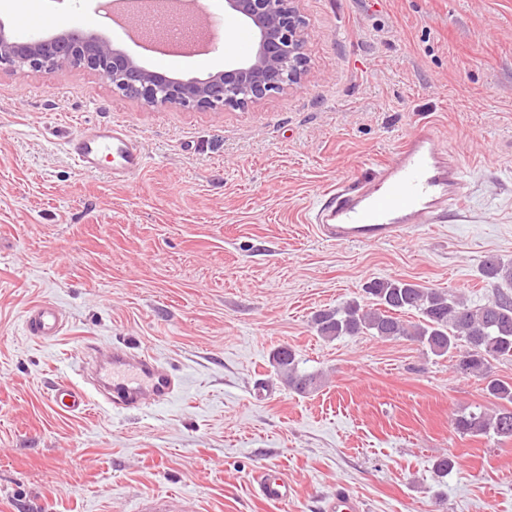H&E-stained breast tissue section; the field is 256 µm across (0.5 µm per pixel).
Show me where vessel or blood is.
I'll list each match as a JSON object with an SVG mask.
<instances>
[{
  "label": "vessel or blood",
  "instance_id": "obj_1",
  "mask_svg": "<svg viewBox=\"0 0 512 512\" xmlns=\"http://www.w3.org/2000/svg\"><path fill=\"white\" fill-rule=\"evenodd\" d=\"M75 165L95 169L101 157L112 160L113 178H128L144 165L139 142L121 126L97 125L83 129L70 144ZM461 161L441 147L434 124L421 122L413 134L375 169L372 180L356 186L337 184L310 212L321 239L330 243L382 244L403 238L426 224L455 220L463 201ZM28 335L51 341L65 330L59 307L43 301L23 316ZM178 383L152 354L113 349L97 354L88 386L66 384L52 390L49 400L65 413H83L91 406L109 404L132 409L171 398ZM258 493L266 501L285 504L295 488L283 472L263 469ZM136 512H192L189 502L176 495L142 498Z\"/></svg>",
  "mask_w": 512,
  "mask_h": 512
}]
</instances>
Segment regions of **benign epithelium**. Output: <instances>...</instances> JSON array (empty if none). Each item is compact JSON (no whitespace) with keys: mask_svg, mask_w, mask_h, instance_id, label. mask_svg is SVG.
<instances>
[{"mask_svg":"<svg viewBox=\"0 0 512 512\" xmlns=\"http://www.w3.org/2000/svg\"><path fill=\"white\" fill-rule=\"evenodd\" d=\"M301 0H224V11L248 25L255 48L246 60L207 77L181 79L149 69L103 36L61 29L22 38L0 23V67H29L52 74L83 66L107 78L113 89L150 105L243 110L296 89L309 71L308 21Z\"/></svg>","mask_w":512,"mask_h":512,"instance_id":"obj_1","label":"benign epithelium"}]
</instances>
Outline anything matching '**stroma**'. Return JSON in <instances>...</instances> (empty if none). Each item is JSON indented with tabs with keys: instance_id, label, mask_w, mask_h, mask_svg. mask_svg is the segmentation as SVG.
Listing matches in <instances>:
<instances>
[{
	"instance_id": "1",
	"label": "stroma",
	"mask_w": 512,
	"mask_h": 512,
	"mask_svg": "<svg viewBox=\"0 0 512 512\" xmlns=\"http://www.w3.org/2000/svg\"><path fill=\"white\" fill-rule=\"evenodd\" d=\"M0 0L20 34L77 28L148 68L98 0ZM310 71L301 87L235 111L151 106L98 73L0 70V512H134L150 493L196 512H325L342 489L362 512H512V440L462 436L452 419L494 409L479 378L418 343L328 341L315 312L400 277L484 303V256L512 259V0H302ZM223 35L203 77L238 60ZM434 123L466 172L462 217L387 244H330L306 217L339 182L370 176L416 124ZM126 128L143 169L116 183L84 172L68 143ZM58 304L54 342L23 329ZM92 344L145 350L181 380L163 404L55 410ZM289 347L321 375L289 390L272 364ZM454 457L440 476L434 463ZM282 469L293 503L262 500Z\"/></svg>"
}]
</instances>
